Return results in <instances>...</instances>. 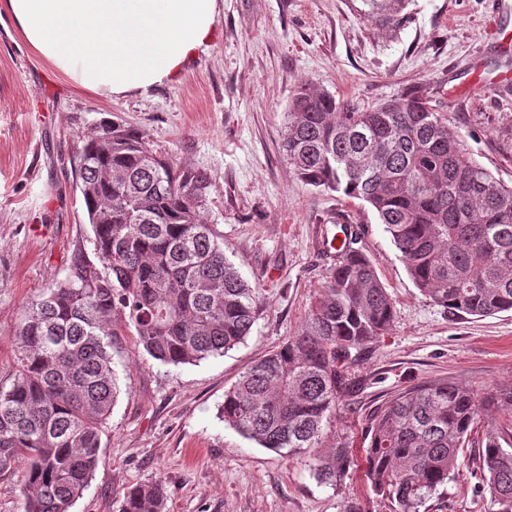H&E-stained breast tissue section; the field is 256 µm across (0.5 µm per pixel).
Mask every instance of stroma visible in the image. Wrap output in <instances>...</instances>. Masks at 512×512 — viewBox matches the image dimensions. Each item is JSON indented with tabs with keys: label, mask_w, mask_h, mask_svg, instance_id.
<instances>
[{
	"label": "stroma",
	"mask_w": 512,
	"mask_h": 512,
	"mask_svg": "<svg viewBox=\"0 0 512 512\" xmlns=\"http://www.w3.org/2000/svg\"><path fill=\"white\" fill-rule=\"evenodd\" d=\"M499 3L410 0L391 30L364 16L361 0H219L215 36L180 83L118 100L45 66L0 20V378L13 370L24 301L64 278L75 252L97 258L76 168L83 143L104 126L122 125L175 166L207 174L203 220L269 299L244 344L195 364L153 359L133 329L114 337L120 392L71 512H118V492L157 478L168 512H392L363 470L342 486L322 484L308 457L262 448L219 417L238 376L301 330L334 262L325 241L340 221L360 227L396 314L352 366L328 439L359 443L367 416L417 385L445 379L482 396L512 389V311L448 316L413 284L371 208L298 179L281 147L300 82L365 109L415 91L469 158L512 185V91L484 84L512 71V50L493 35ZM480 466L465 448L425 512H491Z\"/></svg>",
	"instance_id": "stroma-1"
}]
</instances>
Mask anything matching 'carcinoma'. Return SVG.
<instances>
[{
  "instance_id": "1",
  "label": "carcinoma",
  "mask_w": 512,
  "mask_h": 512,
  "mask_svg": "<svg viewBox=\"0 0 512 512\" xmlns=\"http://www.w3.org/2000/svg\"><path fill=\"white\" fill-rule=\"evenodd\" d=\"M397 27L408 0H362ZM405 106L360 109L300 83L288 102L282 151L294 174L366 202L385 225L417 288L453 315L512 310V186L466 157L440 113L418 95ZM121 168L123 185L109 179ZM98 262L71 258L67 275L22 307L10 384L0 383V475L23 471L25 512H70L98 463L118 397L116 322L165 364H194L246 342L266 298L224 255L202 220L207 175L177 168L139 135L112 125L77 165ZM395 318L390 293L357 239L345 236L301 331L224 393L220 417L285 456H309L317 480L338 486L355 465L349 443L322 447L349 394L350 365ZM512 405V391L480 397L447 381L409 389L375 408L365 476L394 512H421L447 483L479 412ZM495 512H512V451L489 434L478 449ZM119 512H166L159 480L119 494Z\"/></svg>"
}]
</instances>
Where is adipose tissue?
<instances>
[{"label": "adipose tissue", "instance_id": "1", "mask_svg": "<svg viewBox=\"0 0 512 512\" xmlns=\"http://www.w3.org/2000/svg\"><path fill=\"white\" fill-rule=\"evenodd\" d=\"M51 69L109 98L181 81L211 43L218 0H0Z\"/></svg>", "mask_w": 512, "mask_h": 512}]
</instances>
